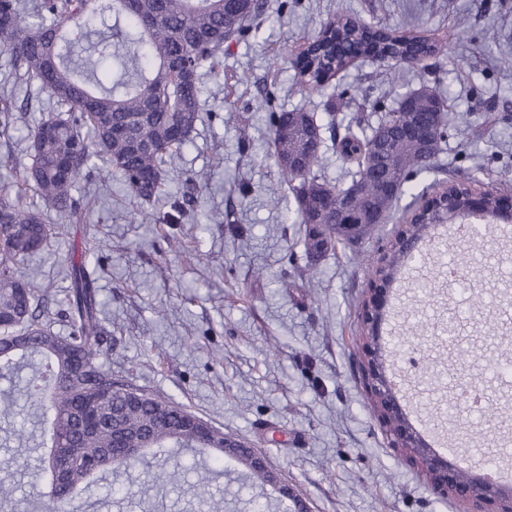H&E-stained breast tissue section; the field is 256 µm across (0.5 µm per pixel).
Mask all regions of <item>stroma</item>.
<instances>
[{
    "label": "stroma",
    "instance_id": "1",
    "mask_svg": "<svg viewBox=\"0 0 512 512\" xmlns=\"http://www.w3.org/2000/svg\"><path fill=\"white\" fill-rule=\"evenodd\" d=\"M343 14L375 28L421 31L448 44L445 59L424 63V76L403 71L391 78L385 68L362 63L338 75L325 93L301 97L293 84L291 56L303 36L328 16ZM7 53L0 51V90L14 92L26 110L9 144L0 143V187H15L28 163L24 136L55 104L37 84L13 82ZM249 74L239 83L240 74ZM448 99L464 138L449 135L440 164L459 180L488 189L512 183V0H287L280 17L264 23L247 40L224 51L218 72L204 78L206 110L191 141L175 158L167 188L178 194L195 179L193 220L162 224L159 210L126 196L105 168L91 169L79 191L93 206L91 222L70 225L49 251L25 265L30 279L53 295L54 332L68 323L60 311L70 286L72 257L85 256L98 268L100 316L112 332V369L129 384L179 403L224 433L250 443L306 506L307 512H466L464 503L445 500L420 470L395 448L380 419L364 403L362 356L356 336L369 287L370 270L388 248L398 227H374L350 248L321 258L307 257L298 225L287 223L292 198L270 155L264 91L276 106L323 111L332 96L351 97L337 112L346 126L353 113L370 105L390 111L419 83ZM249 143H241L240 131ZM219 213L223 223L207 224ZM97 241L105 248L90 253ZM448 249L424 246L427 292L398 277L382 333L406 332L402 310L425 328L421 345H406L388 357L390 367L418 378L428 366L463 378L477 374L486 397L499 404L501 433L472 443L460 435L464 468L479 473V448L500 447L512 461V375L490 374L485 357L499 339L492 322L512 334V223L482 243L448 234ZM479 260L475 287L484 304L472 307L467 292L430 279L443 263L461 267ZM461 325L456 343L438 327L451 315ZM278 353H271L270 344ZM466 349L462 363L457 349ZM224 476L203 501L191 488L204 475L198 467L175 471L164 490L152 488L151 463L129 475L139 492L110 493L111 477L80 490L78 512H249L247 493L236 475L240 465L223 463ZM0 481L14 488L0 512H38L47 491L38 455L0 446Z\"/></svg>",
    "mask_w": 512,
    "mask_h": 512
}]
</instances>
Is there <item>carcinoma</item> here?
I'll return each instance as SVG.
<instances>
[{"label": "carcinoma", "mask_w": 512, "mask_h": 512, "mask_svg": "<svg viewBox=\"0 0 512 512\" xmlns=\"http://www.w3.org/2000/svg\"><path fill=\"white\" fill-rule=\"evenodd\" d=\"M281 13L271 0H37L26 8L20 0H0V49L10 56L15 77L36 82L64 106L67 117L48 113L28 134L30 164L14 193H0V376L37 365L28 378V399L40 402L38 420L50 447L76 445L78 457L58 480L51 451L40 457L50 474L46 512H74V493L96 475H117L132 469L149 454L158 460L151 484L159 490L170 478L166 464L182 451L221 464L232 436L185 407L144 388L116 378L103 347L105 328L99 318L95 272L85 260L70 265L71 287L66 299L70 331H52L47 289L24 276L25 262L46 251L61 225L86 220L89 207L74 195L83 173L96 164L107 168L137 201L160 197L165 167L189 141L202 121L203 71H215L224 48L248 37L256 21ZM373 32L345 15H333L307 37L303 50L313 55L314 69L294 75L301 93L326 89L346 69ZM395 52L410 56L396 62L416 69L414 54L425 51L445 57L448 45L413 35L395 36ZM22 111L10 95L0 94V140L10 139ZM441 95L425 85L401 96L392 112L381 116L370 136L347 127L337 137L333 117L303 109L268 112L272 157L290 183L293 224L304 226L307 251H332L353 245L372 225L346 234L336 211L325 210V198L358 192L356 208L381 213L387 223L398 201L409 195L408 207L418 212L424 194L408 192V183L434 166L438 152L422 158L423 150L402 136L408 126H448ZM329 132L339 159L355 167L351 182L338 187L321 174L322 148L310 149L307 127ZM300 159L298 169L288 160ZM392 184L386 193L383 186ZM32 187L58 214L52 224L44 211L21 203ZM428 236V225H405L392 242L376 278L394 280L407 265L406 249ZM251 448L238 449L236 460L245 472L243 487L251 491L254 512H267L263 500L268 474L254 465Z\"/></svg>", "instance_id": "1"}]
</instances>
